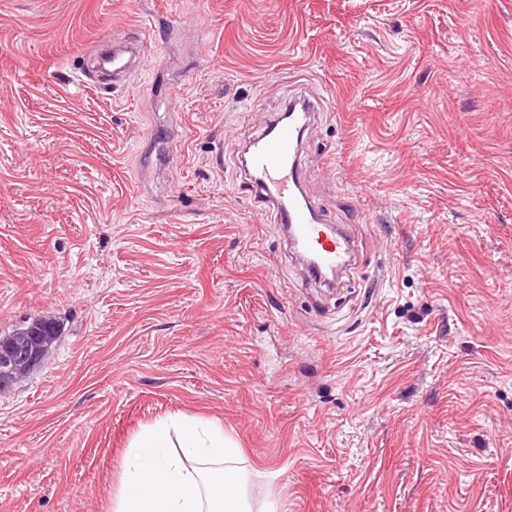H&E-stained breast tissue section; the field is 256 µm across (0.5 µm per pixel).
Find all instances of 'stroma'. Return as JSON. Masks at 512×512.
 Here are the masks:
<instances>
[{
  "label": "stroma",
  "mask_w": 512,
  "mask_h": 512,
  "mask_svg": "<svg viewBox=\"0 0 512 512\" xmlns=\"http://www.w3.org/2000/svg\"><path fill=\"white\" fill-rule=\"evenodd\" d=\"M105 36L147 51L96 89ZM298 97L332 288L240 163ZM39 317L0 512H110L177 414L277 512H512V0H0V336Z\"/></svg>",
  "instance_id": "stroma-1"
}]
</instances>
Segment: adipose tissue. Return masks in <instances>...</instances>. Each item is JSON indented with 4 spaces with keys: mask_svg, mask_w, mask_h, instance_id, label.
Returning <instances> with one entry per match:
<instances>
[{
    "mask_svg": "<svg viewBox=\"0 0 512 512\" xmlns=\"http://www.w3.org/2000/svg\"><path fill=\"white\" fill-rule=\"evenodd\" d=\"M239 455L217 423L160 420L130 446L112 512H254Z\"/></svg>",
    "mask_w": 512,
    "mask_h": 512,
    "instance_id": "ef3b65f1",
    "label": "adipose tissue"
}]
</instances>
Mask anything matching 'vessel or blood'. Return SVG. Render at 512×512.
<instances>
[{
	"label": "vessel or blood",
	"instance_id": "b4317fda",
	"mask_svg": "<svg viewBox=\"0 0 512 512\" xmlns=\"http://www.w3.org/2000/svg\"><path fill=\"white\" fill-rule=\"evenodd\" d=\"M96 57V71L113 80L137 72L146 46L140 41L104 38ZM313 105L296 109L290 121L267 126L246 152L245 168L257 176L260 191L272 204L281 224L290 226V246L297 256H312L320 266L344 271L350 264L355 245L341 228L314 221L309 204L299 195L301 163L298 131L309 125Z\"/></svg>",
	"mask_w": 512,
	"mask_h": 512
}]
</instances>
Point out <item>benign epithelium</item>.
<instances>
[{
    "label": "benign epithelium",
    "mask_w": 512,
    "mask_h": 512,
    "mask_svg": "<svg viewBox=\"0 0 512 512\" xmlns=\"http://www.w3.org/2000/svg\"><path fill=\"white\" fill-rule=\"evenodd\" d=\"M52 341L43 326L34 323L14 336L0 338V393L10 390L42 367Z\"/></svg>",
    "instance_id": "7a95c632"
}]
</instances>
